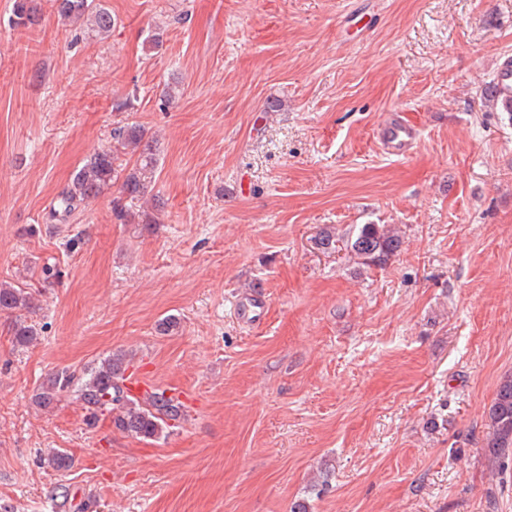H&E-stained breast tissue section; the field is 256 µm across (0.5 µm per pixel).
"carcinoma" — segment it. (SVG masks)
I'll list each match as a JSON object with an SVG mask.
<instances>
[{
	"label": "carcinoma",
	"instance_id": "cac0c4a2",
	"mask_svg": "<svg viewBox=\"0 0 512 512\" xmlns=\"http://www.w3.org/2000/svg\"><path fill=\"white\" fill-rule=\"evenodd\" d=\"M57 16L65 23L79 25L94 36L106 38L115 28L112 12L101 0H54ZM39 20L35 0H15L14 23L33 26ZM157 165V140L137 125L112 130V145L88 156L75 169L70 182L58 195L53 215L66 217L85 201L116 186L130 200L144 203L152 196ZM401 247V239L385 224L362 225L350 243L352 252L368 266L382 267ZM34 295L22 286L0 285V313L12 316L13 341L28 346L37 340L35 325L22 317L30 309ZM127 366L122 357H112L98 367L84 370L78 377L67 368L57 371L34 396L44 408L61 394L74 391L89 418L107 413L112 425L135 438L155 440L178 425L182 418L180 401L166 392H153L135 399L125 387ZM489 435L486 456L493 467L512 458V375L497 386L488 410Z\"/></svg>",
	"mask_w": 512,
	"mask_h": 512
}]
</instances>
